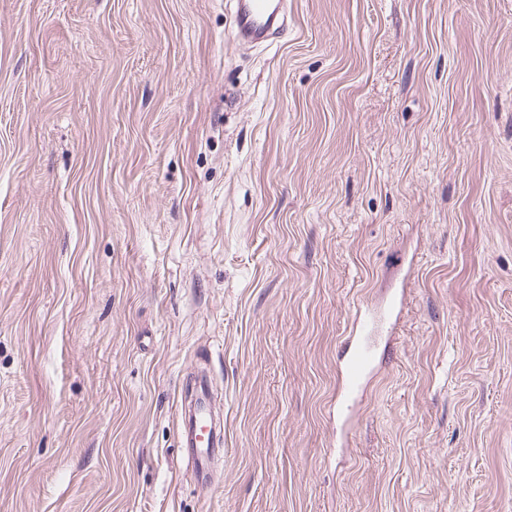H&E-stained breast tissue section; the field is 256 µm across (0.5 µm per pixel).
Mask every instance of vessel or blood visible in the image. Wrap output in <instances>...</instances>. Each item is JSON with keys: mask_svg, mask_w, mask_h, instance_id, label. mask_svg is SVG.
Instances as JSON below:
<instances>
[{"mask_svg": "<svg viewBox=\"0 0 512 512\" xmlns=\"http://www.w3.org/2000/svg\"><path fill=\"white\" fill-rule=\"evenodd\" d=\"M281 2L282 0H237V38L251 43L266 41L272 34ZM401 303V297L396 296L379 311L357 310L354 328L346 340L347 348L340 365L341 386L338 390V406L342 414H350L380 363V354L370 344L371 336L379 327L391 325ZM222 439V427L212 423L207 392L199 390L189 424L184 431V443L193 452L197 467H206L213 448H216Z\"/></svg>", "mask_w": 512, "mask_h": 512, "instance_id": "vessel-or-blood-1", "label": "vessel or blood"}]
</instances>
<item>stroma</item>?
Listing matches in <instances>:
<instances>
[{"label": "stroma", "mask_w": 512, "mask_h": 512, "mask_svg": "<svg viewBox=\"0 0 512 512\" xmlns=\"http://www.w3.org/2000/svg\"><path fill=\"white\" fill-rule=\"evenodd\" d=\"M234 10L0 0V512H512V0ZM282 0H238L235 7L236 36L261 43L272 36ZM401 303L402 298L395 295L383 309L375 313L362 308L356 311L352 335L346 340L347 348L340 365L338 406L345 422L382 358V354L372 348L370 336L375 334L379 326L392 329V318L399 311ZM222 426L217 424L215 427L212 423V411L210 401L201 383L198 385V396L195 401L193 412L188 426L184 431V441L179 434L180 448H190L193 452L194 462L197 469H204L213 448L219 446L218 442L223 441Z\"/></svg>", "instance_id": "obj_1"}]
</instances>
